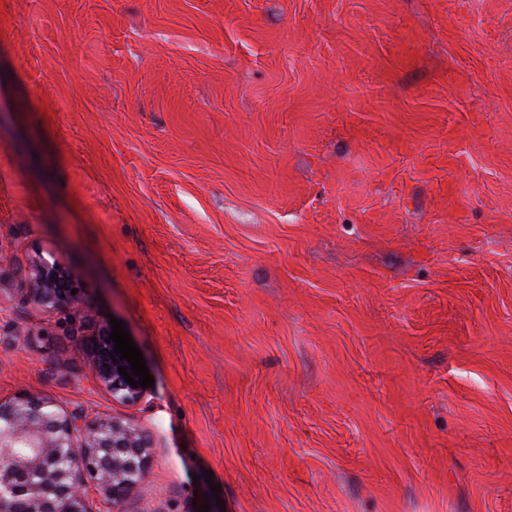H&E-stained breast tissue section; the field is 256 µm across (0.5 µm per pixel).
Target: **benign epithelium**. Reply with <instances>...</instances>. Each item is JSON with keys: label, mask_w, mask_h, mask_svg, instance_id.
<instances>
[{"label": "benign epithelium", "mask_w": 512, "mask_h": 512, "mask_svg": "<svg viewBox=\"0 0 512 512\" xmlns=\"http://www.w3.org/2000/svg\"><path fill=\"white\" fill-rule=\"evenodd\" d=\"M73 276L55 263L40 261L31 278L27 298L53 308H77L79 295L71 294ZM103 331L93 344V362L99 381L112 396L126 403L138 401L144 388L132 387L113 362V343ZM0 448H29L25 456L0 462V512H15L17 500L24 512H88L89 489L112 509L132 495L137 485L120 481L129 472L144 476L149 446L137 429L112 421H98L82 412H60L48 397L21 394L0 401ZM37 470L39 485L27 484L25 474Z\"/></svg>", "instance_id": "benign-epithelium-1"}]
</instances>
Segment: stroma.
Wrapping results in <instances>:
<instances>
[{"label": "stroma", "mask_w": 512, "mask_h": 512, "mask_svg": "<svg viewBox=\"0 0 512 512\" xmlns=\"http://www.w3.org/2000/svg\"><path fill=\"white\" fill-rule=\"evenodd\" d=\"M25 392L149 436L116 512H512V0H0ZM32 288L27 290V298L36 304L53 308H77L81 298L71 294L73 276L56 263L40 261L31 278ZM110 331H102L93 344V362L96 375L99 381L108 389L112 396L118 400L126 403H134L138 401L144 392L145 388L138 386L139 377L133 376L130 369V364L126 359H121L113 349L114 340L107 343V338ZM104 350V353H101ZM109 353L114 355L118 363L113 362ZM107 364V367H104ZM126 366L128 375L137 381V388H133L124 377L119 373V367Z\"/></svg>", "instance_id": "stroma-1"}]
</instances>
